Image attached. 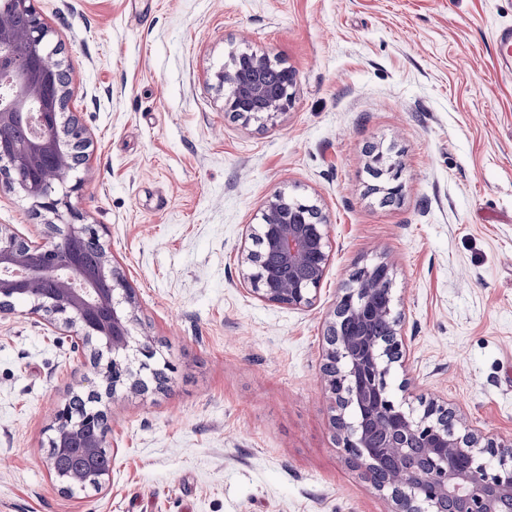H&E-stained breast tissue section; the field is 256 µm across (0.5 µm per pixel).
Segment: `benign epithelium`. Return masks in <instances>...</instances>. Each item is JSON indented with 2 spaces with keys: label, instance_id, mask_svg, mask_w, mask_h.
Returning a JSON list of instances; mask_svg holds the SVG:
<instances>
[{
  "label": "benign epithelium",
  "instance_id": "benign-epithelium-1",
  "mask_svg": "<svg viewBox=\"0 0 512 512\" xmlns=\"http://www.w3.org/2000/svg\"><path fill=\"white\" fill-rule=\"evenodd\" d=\"M0 177L22 192L35 208L60 220L74 215L68 195L57 186L88 161L85 128L68 113L70 72L49 48L51 30L35 0H0ZM224 92V111L248 124L271 121L292 105L296 75L274 68L257 53L240 56L216 75ZM35 125L28 137H12L23 121ZM372 163L387 171L377 191L391 200L401 194L402 171L383 154ZM251 236L266 246V260L241 250L240 283L263 301L303 309L312 305L330 254L327 219L314 204L277 192L265 202ZM91 243L94 266L81 263L79 244ZM390 268L380 263L338 295L324 337L325 389L337 414V431L347 464L360 470L378 490L388 493L392 512H512V446L456 428L455 412L432 401L417 416L397 407L388 389L391 366L406 354L400 316L395 312ZM27 300L29 313L63 327V335L91 346L104 361L96 377L104 394L127 384L135 389L136 371L115 356L137 342L150 358L149 337L136 340L135 291L114 262L102 234L88 224L63 229L50 221L37 240L0 228V309L15 298ZM377 319L388 322L385 336L370 334ZM75 414L57 412L49 444L64 448L72 469H48L61 489L69 490L89 464L98 465L96 484L111 473L106 434L85 437L83 430L105 417L96 407Z\"/></svg>",
  "mask_w": 512,
  "mask_h": 512
}]
</instances>
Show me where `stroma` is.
<instances>
[{
    "label": "stroma",
    "instance_id": "obj_1",
    "mask_svg": "<svg viewBox=\"0 0 512 512\" xmlns=\"http://www.w3.org/2000/svg\"><path fill=\"white\" fill-rule=\"evenodd\" d=\"M70 72L90 161L65 184L104 228L170 369L107 401L112 471L65 493L48 427L93 389L87 348L25 305L0 312V512H390L330 426L324 329L354 270L387 262L407 354L388 378L512 441V74L492 33L512 0H36ZM248 50L296 73L267 123L224 110L215 74ZM404 189L373 191L370 151ZM282 191L327 217L310 308L239 282L240 250ZM45 219L0 180V225ZM374 153V152H372ZM372 163L387 171V178L385 184L378 188H374L378 192L384 193V198L387 200H393L401 194L403 183L400 181L402 177V171L397 166L395 167L387 159L384 158L380 152L372 155Z\"/></svg>",
    "mask_w": 512,
    "mask_h": 512
}]
</instances>
